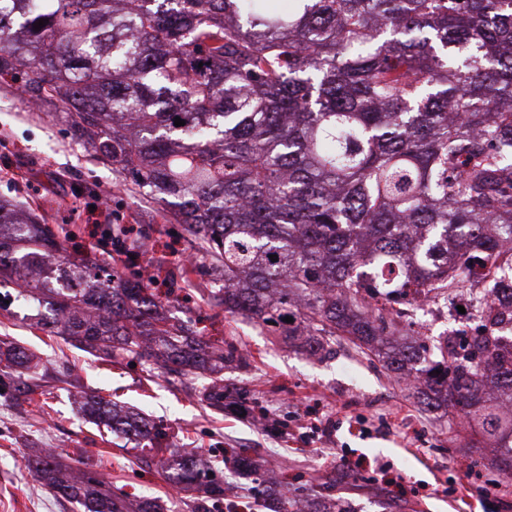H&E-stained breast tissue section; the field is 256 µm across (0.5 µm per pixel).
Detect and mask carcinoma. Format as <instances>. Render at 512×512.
I'll list each match as a JSON object with an SVG mask.
<instances>
[{"label":"carcinoma","mask_w":512,"mask_h":512,"mask_svg":"<svg viewBox=\"0 0 512 512\" xmlns=\"http://www.w3.org/2000/svg\"><path fill=\"white\" fill-rule=\"evenodd\" d=\"M272 2L0 0V81L60 109L117 187L192 234L225 312L311 355L343 337L398 378L420 374L427 409L451 403L507 443L494 466L512 477V410L499 404H512V312L493 306L512 295V260L496 255L512 241V0ZM474 257L494 282L476 299L480 326L422 356L373 300L461 291ZM117 263L67 254L0 199V286L50 299L43 329L101 360L201 375L204 401L224 408L236 350L159 312L149 283ZM31 363L0 341V365ZM82 412L154 442L143 416L100 396ZM215 466L184 452L166 478L214 512ZM26 467L79 512H160L50 452Z\"/></svg>","instance_id":"cac0c4a2"}]
</instances>
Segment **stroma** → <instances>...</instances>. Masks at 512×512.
I'll return each mask as SVG.
<instances>
[{"label":"stroma","mask_w":512,"mask_h":512,"mask_svg":"<svg viewBox=\"0 0 512 512\" xmlns=\"http://www.w3.org/2000/svg\"><path fill=\"white\" fill-rule=\"evenodd\" d=\"M0 197L12 199L47 224L68 251L97 253L100 240H141L156 257L151 283L176 316L192 319L202 335L234 344L246 366L225 371L246 389L247 416L202 405L201 382L159 369L95 357L36 327L49 307L0 287V338L39 361L25 376L27 391L0 396V512H76L45 483L29 475L25 459L51 450L85 457L114 492L156 499L164 512H193L189 493L163 472L173 449L198 448L223 456L246 449L253 472L218 466L216 476L237 504L254 502L268 473L277 471L289 491L307 498L311 512L331 502L348 512H512V477L490 467L492 446L475 445L472 429L440 411L426 410L419 393L404 389L382 367L349 344L316 358L284 344L266 327L225 313L210 290L211 276L193 264L194 245L183 226L169 223L148 197L117 190L111 165L75 141L54 107H37L16 86L0 82ZM95 393L131 407L159 425L158 449L141 451L90 423L78 401ZM335 417L333 440L314 433L279 436L265 419L302 414ZM379 460L416 492L407 499L372 483L369 471L346 472L341 455ZM496 485L479 501L470 491Z\"/></svg>","instance_id":"35a3bbf8"}]
</instances>
